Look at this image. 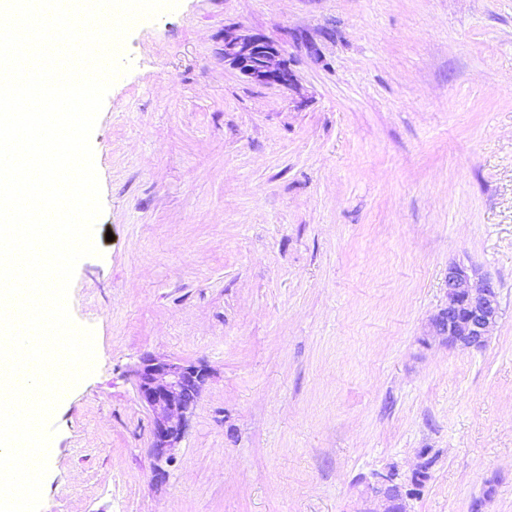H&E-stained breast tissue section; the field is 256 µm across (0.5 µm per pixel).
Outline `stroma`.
Segmentation results:
<instances>
[{
  "label": "stroma",
  "instance_id": "obj_1",
  "mask_svg": "<svg viewBox=\"0 0 512 512\" xmlns=\"http://www.w3.org/2000/svg\"><path fill=\"white\" fill-rule=\"evenodd\" d=\"M238 28L296 88L225 68ZM122 55L40 512H362L423 453L415 512H512V0H180ZM455 260L499 289L479 350L421 343ZM148 353L209 373L162 481Z\"/></svg>",
  "mask_w": 512,
  "mask_h": 512
}]
</instances>
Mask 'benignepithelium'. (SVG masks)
I'll use <instances>...</instances> for the list:
<instances>
[{"mask_svg": "<svg viewBox=\"0 0 512 512\" xmlns=\"http://www.w3.org/2000/svg\"><path fill=\"white\" fill-rule=\"evenodd\" d=\"M282 46L262 33L240 30L224 36V65L247 81L291 89L296 75L284 59ZM501 317V302L493 279L473 264L448 263L446 302L429 319L428 335L443 344L462 350L486 346L491 329ZM137 394L152 413V450L157 460L170 458V451L181 441L186 414L196 405L207 379L201 367L153 355H145L134 370ZM414 496L407 482L392 466L375 472L367 484L362 512H412Z\"/></svg>", "mask_w": 512, "mask_h": 512, "instance_id": "1", "label": "benign epithelium"}]
</instances>
